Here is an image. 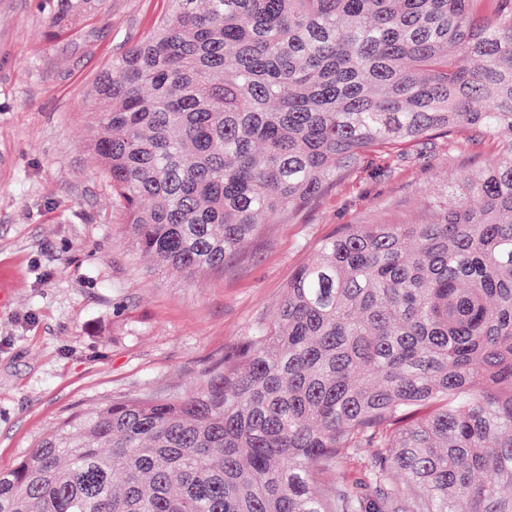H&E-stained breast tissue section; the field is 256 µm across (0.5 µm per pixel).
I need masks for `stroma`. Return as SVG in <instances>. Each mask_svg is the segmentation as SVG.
<instances>
[{
    "label": "stroma",
    "mask_w": 512,
    "mask_h": 512,
    "mask_svg": "<svg viewBox=\"0 0 512 512\" xmlns=\"http://www.w3.org/2000/svg\"><path fill=\"white\" fill-rule=\"evenodd\" d=\"M165 0H111L48 44L38 0H0V470L66 415L118 396L177 397L270 321L295 270L347 224H398L496 159L472 133L372 155L308 205L261 225L219 272L156 270L124 235L86 142L88 91L147 38Z\"/></svg>",
    "instance_id": "stroma-1"
}]
</instances>
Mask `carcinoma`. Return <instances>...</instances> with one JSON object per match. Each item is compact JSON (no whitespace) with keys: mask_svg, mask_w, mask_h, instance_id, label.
<instances>
[{"mask_svg":"<svg viewBox=\"0 0 512 512\" xmlns=\"http://www.w3.org/2000/svg\"><path fill=\"white\" fill-rule=\"evenodd\" d=\"M108 0H40L50 41ZM88 147L136 252L186 281L372 152L498 158L414 224H348L273 320L173 399L71 413L0 512H512V8L167 0L97 76ZM359 448L378 460L323 490Z\"/></svg>","mask_w":512,"mask_h":512,"instance_id":"1","label":"carcinoma"}]
</instances>
